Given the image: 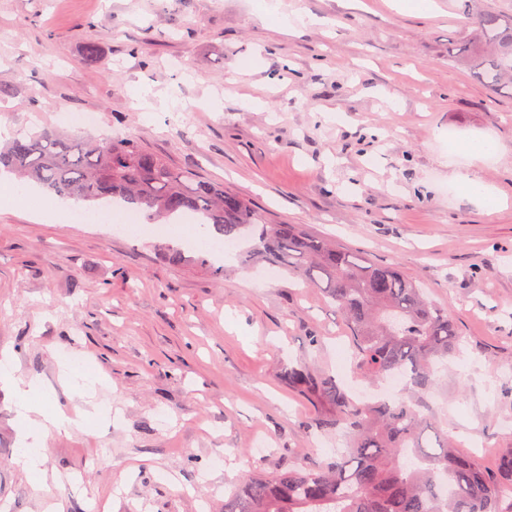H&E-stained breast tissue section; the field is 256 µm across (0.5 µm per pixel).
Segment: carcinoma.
Wrapping results in <instances>:
<instances>
[{
    "label": "carcinoma",
    "instance_id": "carcinoma-1",
    "mask_svg": "<svg viewBox=\"0 0 512 512\" xmlns=\"http://www.w3.org/2000/svg\"><path fill=\"white\" fill-rule=\"evenodd\" d=\"M473 36L448 53L492 90L512 88V21L463 4ZM0 166L19 184L89 208L118 202L160 222L190 214L222 241L249 233L254 255L296 273L336 306L353 337L360 378L378 384L398 375L410 396L358 404L334 377L290 367L288 384L326 400L325 431H342L347 448L322 468L290 467L253 478L224 500V512H504L500 490L512 488V447L487 472L448 437L424 443L431 424L415 393L429 389L461 336L447 310L394 262L371 261L297 224H273L244 197L177 170L132 138L97 139L43 129L0 146Z\"/></svg>",
    "mask_w": 512,
    "mask_h": 512
}]
</instances>
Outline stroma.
Masks as SVG:
<instances>
[{"label": "stroma", "mask_w": 512, "mask_h": 512, "mask_svg": "<svg viewBox=\"0 0 512 512\" xmlns=\"http://www.w3.org/2000/svg\"><path fill=\"white\" fill-rule=\"evenodd\" d=\"M461 7L278 0L295 20L283 32L259 0H0V144L92 112L95 135L134 138L268 221L397 263L464 340L426 396L431 432L491 472L512 445V94L449 57ZM452 128L497 153L458 154ZM460 172L499 208L461 191ZM70 210L16 202L0 180V353L41 382L42 404L79 418L45 437L46 478H29L14 463L17 397L0 384L7 512H224L248 478L327 463L329 409L284 377L355 383L350 334L318 289L284 270L263 283L248 241L232 258L189 246L174 265L171 234L116 230L108 204L94 224L65 223ZM65 351L102 385L77 393ZM95 407L111 418H82Z\"/></svg>", "instance_id": "obj_1"}]
</instances>
